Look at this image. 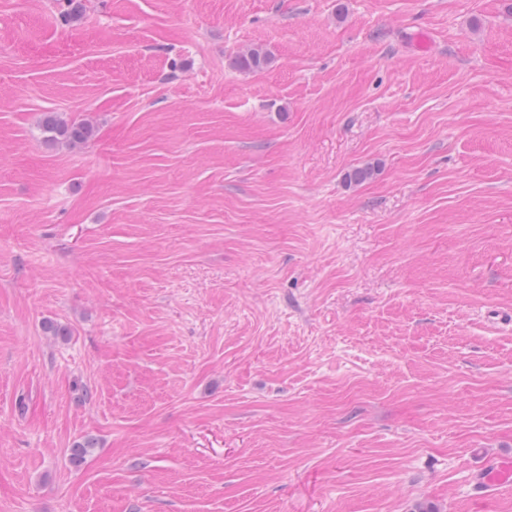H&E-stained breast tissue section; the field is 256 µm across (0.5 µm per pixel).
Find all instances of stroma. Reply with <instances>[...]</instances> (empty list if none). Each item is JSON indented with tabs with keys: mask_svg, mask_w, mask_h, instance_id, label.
<instances>
[{
	"mask_svg": "<svg viewBox=\"0 0 512 512\" xmlns=\"http://www.w3.org/2000/svg\"><path fill=\"white\" fill-rule=\"evenodd\" d=\"M64 3L0 0V512H512V0ZM272 63L271 54L262 48H251L234 58L233 65L239 70L255 72L263 70ZM45 141L50 144L80 145L94 135L93 128L82 122H68L55 113H48L41 122ZM512 462L509 459L492 461L477 475L476 483L482 485L486 490H493L498 487L511 486Z\"/></svg>",
	"mask_w": 512,
	"mask_h": 512,
	"instance_id": "obj_1",
	"label": "stroma"
}]
</instances>
